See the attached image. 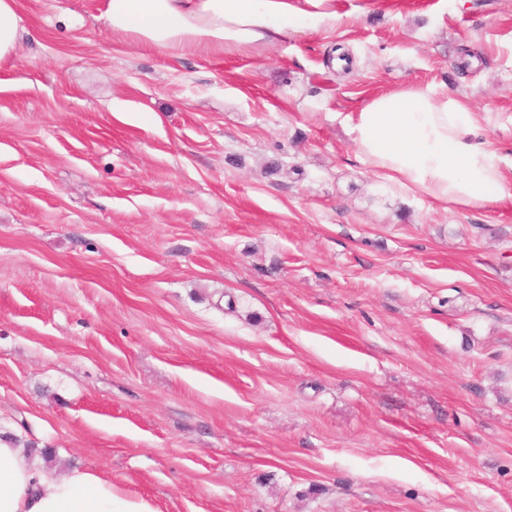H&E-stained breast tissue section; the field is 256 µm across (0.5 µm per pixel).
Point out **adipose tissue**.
Listing matches in <instances>:
<instances>
[{
	"label": "adipose tissue",
	"instance_id": "ef3b65f1",
	"mask_svg": "<svg viewBox=\"0 0 512 512\" xmlns=\"http://www.w3.org/2000/svg\"><path fill=\"white\" fill-rule=\"evenodd\" d=\"M309 0H104L102 17L126 44L179 58L221 57L301 32L335 28ZM358 154L391 182L441 203L486 207L512 201L504 158L476 113L447 88L409 86L372 98L352 118ZM0 512H158L95 472L65 474L0 434Z\"/></svg>",
	"mask_w": 512,
	"mask_h": 512
}]
</instances>
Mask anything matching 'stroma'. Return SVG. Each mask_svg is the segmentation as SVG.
Listing matches in <instances>:
<instances>
[{
  "label": "stroma",
  "mask_w": 512,
  "mask_h": 512,
  "mask_svg": "<svg viewBox=\"0 0 512 512\" xmlns=\"http://www.w3.org/2000/svg\"><path fill=\"white\" fill-rule=\"evenodd\" d=\"M332 5L203 60L19 0L0 429L52 468L159 512H512V203L399 189L348 123L445 86L511 153L512 0Z\"/></svg>",
  "instance_id": "stroma-1"
}]
</instances>
